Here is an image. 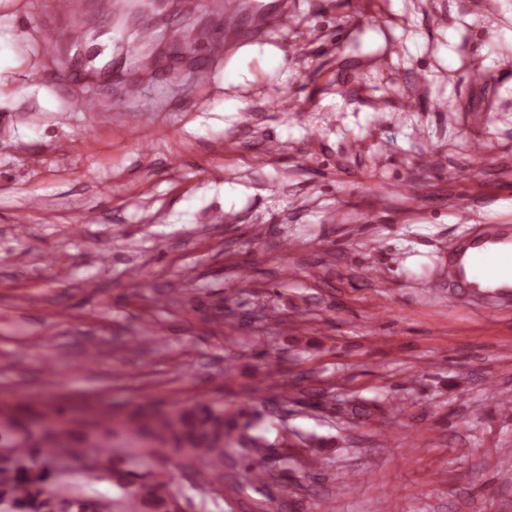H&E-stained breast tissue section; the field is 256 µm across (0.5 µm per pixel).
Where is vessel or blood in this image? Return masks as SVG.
<instances>
[{
  "instance_id": "1",
  "label": "vessel or blood",
  "mask_w": 512,
  "mask_h": 512,
  "mask_svg": "<svg viewBox=\"0 0 512 512\" xmlns=\"http://www.w3.org/2000/svg\"><path fill=\"white\" fill-rule=\"evenodd\" d=\"M512 244V227L483 225L479 235L456 244L448 254L449 287L477 299L512 296V271L504 270V245Z\"/></svg>"
}]
</instances>
